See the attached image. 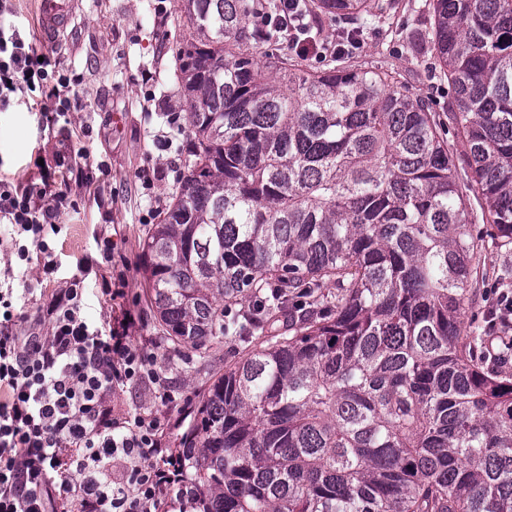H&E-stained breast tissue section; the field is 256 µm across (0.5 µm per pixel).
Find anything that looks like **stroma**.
Returning <instances> with one entry per match:
<instances>
[{"mask_svg":"<svg viewBox=\"0 0 512 512\" xmlns=\"http://www.w3.org/2000/svg\"><path fill=\"white\" fill-rule=\"evenodd\" d=\"M395 19L363 18L355 56L377 66L395 64L414 96L448 107V86L440 82L437 62L427 45L412 46L408 36L429 25L425 0H399ZM185 25L180 0H79L77 16L53 56L60 69L76 74L74 90L82 106L69 124L46 127L40 112L22 99L0 107V178L24 189L37 182L42 167L53 171V193L73 201L61 218L59 234L49 236L57 262L43 275L41 260H10L8 251L18 234L0 224V283L18 285L19 274L36 279L43 296L64 286L81 266H89L88 287L115 289L104 302L90 296L85 313L96 323L134 313V343L164 365L173 402L161 404L150 388L130 384L112 396L116 414L154 409L167 422L165 438L178 447L185 417L199 391L211 384L207 375L188 372L185 356L171 354L156 338L149 310L140 243L169 202L186 149V134L173 118L181 112L174 80L176 39ZM153 173L145 185L143 171ZM112 243L111 266L101 265L97 244ZM480 263L489 279L471 296L462 316L463 331L484 320L504 273L512 274V247L488 245Z\"/></svg>","mask_w":512,"mask_h":512,"instance_id":"stroma-1","label":"stroma"}]
</instances>
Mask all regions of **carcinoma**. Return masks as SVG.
I'll use <instances>...</instances> for the list:
<instances>
[{
  "label": "carcinoma",
  "mask_w": 512,
  "mask_h": 512,
  "mask_svg": "<svg viewBox=\"0 0 512 512\" xmlns=\"http://www.w3.org/2000/svg\"><path fill=\"white\" fill-rule=\"evenodd\" d=\"M181 2L190 141L147 298L196 371L245 345L181 437L183 512H512V345L459 329L487 243L512 245V0H429L465 182L397 73L259 59L394 0H301L287 28L273 0Z\"/></svg>",
  "instance_id": "carcinoma-1"
}]
</instances>
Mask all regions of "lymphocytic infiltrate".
<instances>
[{"label":"lymphocytic infiltrate","mask_w":512,"mask_h":512,"mask_svg":"<svg viewBox=\"0 0 512 512\" xmlns=\"http://www.w3.org/2000/svg\"><path fill=\"white\" fill-rule=\"evenodd\" d=\"M75 83L19 33L0 28L1 108L18 95L60 122L74 109ZM68 206L44 187L21 193L0 180V223L30 237L18 257L38 250L44 273L53 270L45 236L59 232ZM85 291L73 278L22 330L16 309L25 293L0 289V512H166L176 501L180 462L164 441L162 418L112 415L113 391L133 382L172 402L168 379L156 357L132 343L134 316L99 328L83 313Z\"/></svg>","instance_id":"lymphocytic-infiltrate-1"}]
</instances>
